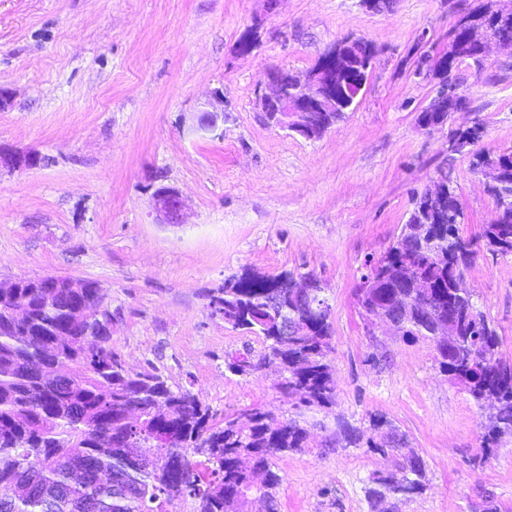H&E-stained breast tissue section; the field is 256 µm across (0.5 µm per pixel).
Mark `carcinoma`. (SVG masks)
Instances as JSON below:
<instances>
[{"label":"carcinoma","instance_id":"1","mask_svg":"<svg viewBox=\"0 0 512 512\" xmlns=\"http://www.w3.org/2000/svg\"><path fill=\"white\" fill-rule=\"evenodd\" d=\"M468 15L512 43V20L501 21L491 3ZM417 69L439 86L461 83L436 51L423 52ZM487 158L502 169V181L491 191L494 216L477 239L460 235L464 209L442 174L436 185L447 208L432 211L427 193L417 196L397 240L369 264L370 287L357 291L362 310L374 301L403 323L402 339L429 343L440 370L477 403L498 401L483 424L482 460L512 438V361L502 357L501 339L473 294L457 287L478 251L512 256V206L501 210L512 198V152L477 155L472 166ZM295 280L291 272L245 269L210 296L224 306V324L262 340L260 353L231 354L225 368L250 375L275 365L277 388L299 396L286 418L261 407L221 416L156 371L129 370L112 347V311L93 280L80 294L63 279L18 278L0 288V321L18 305L29 307L25 324L0 332V512H171L187 498L194 512H254L257 498L265 512H279L276 460L306 448L307 413L335 401L332 308L309 314L292 295ZM420 281L429 284L426 302L448 320L445 341L421 319ZM285 314L292 332L283 343L277 318ZM369 423L398 437L395 448L367 441L394 459L369 478L372 505L422 493L426 462L407 435L383 415ZM338 439L357 448L363 432L343 422Z\"/></svg>","mask_w":512,"mask_h":512}]
</instances>
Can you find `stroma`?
<instances>
[{"mask_svg":"<svg viewBox=\"0 0 512 512\" xmlns=\"http://www.w3.org/2000/svg\"><path fill=\"white\" fill-rule=\"evenodd\" d=\"M479 2L396 0L374 15L358 0H0V148L42 158L0 168V281H97L129 368L157 369L220 413L284 417L293 401L274 369L226 370L227 355L262 344L213 317L210 296L246 267L314 274L332 305L336 404L304 452L277 459L281 512H371L368 478L392 458L332 441L337 419L363 428L373 414L427 464L425 490L395 512H512V439L481 461L489 408L441 372L430 345L368 335L356 301L366 261L441 173L464 237L496 209L449 141L476 118L479 151H512V56L493 48L481 72L462 70L470 108L431 132L417 116L433 85L412 66L416 52L447 50L457 15ZM252 29L254 50L239 53ZM345 38L377 50L354 111L316 140L268 125L266 72L305 74ZM218 88L222 134L192 133ZM162 185L181 194L183 223H158ZM465 283L512 359V256L479 253Z\"/></svg>","mask_w":512,"mask_h":512,"instance_id":"35a3bbf8","label":"stroma"}]
</instances>
